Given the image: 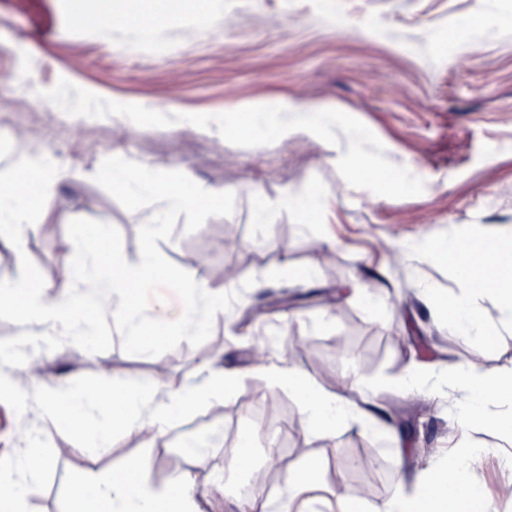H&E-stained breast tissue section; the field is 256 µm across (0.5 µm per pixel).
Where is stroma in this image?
<instances>
[{
    "label": "stroma",
    "instance_id": "stroma-1",
    "mask_svg": "<svg viewBox=\"0 0 512 512\" xmlns=\"http://www.w3.org/2000/svg\"><path fill=\"white\" fill-rule=\"evenodd\" d=\"M74 0H0V82L17 71L35 80L24 90L0 85V173L20 151L17 141L48 149L69 167L56 191L41 200L25 234L23 253L0 243V279L31 276L67 289L63 270L75 247L72 219L115 226L125 259L138 264V232L148 209L126 210L93 178L113 153L157 170H187L199 182L235 195L231 215L208 218L195 233L177 221L162 254L197 283L238 293L218 312L199 346L181 342L156 357L126 354L119 332L56 356L57 372L95 385L97 361L112 365L119 387L154 379L195 378L217 361L245 374L237 397L214 398L187 410L169 430L222 422L238 452L248 433L253 465L213 490L211 468L191 467L202 512H239L245 490L260 491L269 512H281L291 479L308 481L314 512H345L336 492L359 490L362 506L396 494L417 496L413 474L443 461L453 430L446 405L403 393L407 365L479 360L484 370L512 367V328L500 324L490 301L481 308L490 327L482 340L449 333L420 284L438 298L457 289L447 266L411 265L393 248L397 239L448 238L486 246L497 263L512 260V0H213L200 16L190 0L154 14L140 27L141 0H115L111 21L78 25ZM106 99L156 108L164 114H219L278 98L292 107L342 110L364 122L385 146V156L425 182L416 197L392 199L354 188L337 170L346 143L327 144L298 134L255 147L226 142L217 129L188 123L143 128L122 116H62L43 125L54 104L42 98L58 78ZM320 199L306 217L275 201L285 189ZM269 210H262V203ZM234 236L237 247L224 246ZM207 253L210 268L194 264ZM309 280H302L306 269ZM262 333L273 343L255 352ZM294 365L332 393H349L350 380L372 386L377 416L391 434L343 426L326 436L303 430L298 399L272 387L260 370ZM284 407L285 441L269 437L255 418L268 400ZM32 416L10 396L0 397V450L28 445ZM39 446L48 465L27 512H69L70 491L86 477V437L77 428L41 423ZM471 438L487 445L475 463L480 492L492 512H512L502 495L512 482L495 452L504 433L481 426ZM157 435L115 431L96 463L99 474H147L157 487L172 478L170 453Z\"/></svg>",
    "mask_w": 512,
    "mask_h": 512
}]
</instances>
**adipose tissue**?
Wrapping results in <instances>:
<instances>
[{
	"label": "adipose tissue",
	"mask_w": 512,
	"mask_h": 512,
	"mask_svg": "<svg viewBox=\"0 0 512 512\" xmlns=\"http://www.w3.org/2000/svg\"><path fill=\"white\" fill-rule=\"evenodd\" d=\"M18 167L34 177L33 192L22 198L1 184L0 224L10 227L9 242L19 250L35 202L51 195L67 171L54 155L42 151L22 156ZM107 235L102 228L93 242L78 240V261L66 272L71 286L65 293L50 295L47 290L32 288L30 280L24 278L0 280V307L14 308L24 328L14 342L0 344L1 363L13 364L15 353L27 347L38 357L52 360L51 349L58 341L99 335L108 316L131 328L144 322V313L130 299L128 284L154 272V259L144 255L134 269L107 263L98 250ZM395 248L410 262L446 265L456 277L460 293L445 305L449 331L486 335L477 300L487 294L494 297L500 320L512 323L511 268L483 266L477 251L459 245L412 239L396 242ZM264 375L272 386L296 395L306 436L333 432L348 421L369 432L380 428L372 403L323 391L290 366L268 368ZM242 379V373L210 363L200 369L194 381L179 384H132L122 389L103 384L90 389L68 376L17 390L16 400L23 408H37L42 419L59 426L82 421L93 440L87 454L93 460L110 447L115 427L164 432L189 406L238 395ZM398 385L408 394L425 393L447 401L454 429L466 431L479 423L506 427L505 445L512 447V369L488 374L472 361L429 371L411 365ZM473 452V447H459L447 466H435L418 475L420 496H396L374 506L372 512H466L476 496ZM46 466V460L32 447L17 449L0 464V489L7 492V512H26L27 499L38 489ZM71 501L72 512H200L191 492V476L185 472L174 473L164 489L153 488L142 479L133 482L117 475L96 478L74 485Z\"/></svg>",
	"instance_id": "adipose-tissue-1"
}]
</instances>
